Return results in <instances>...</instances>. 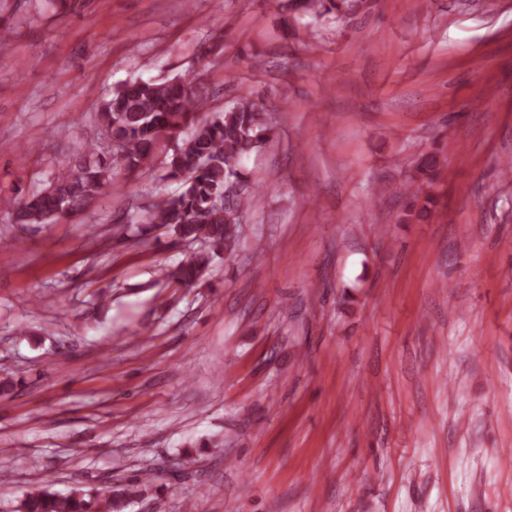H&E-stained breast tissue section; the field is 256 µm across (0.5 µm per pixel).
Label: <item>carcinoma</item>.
<instances>
[{
  "label": "carcinoma",
  "mask_w": 512,
  "mask_h": 512,
  "mask_svg": "<svg viewBox=\"0 0 512 512\" xmlns=\"http://www.w3.org/2000/svg\"><path fill=\"white\" fill-rule=\"evenodd\" d=\"M301 16L349 14L355 0H289ZM202 73L166 80L122 83L103 98L95 120L112 141L111 151L84 141L77 163L61 169L47 186L21 198L11 212L15 224H51L87 210L124 173L150 168L161 140L174 143L160 167V178L176 180L179 191L162 197L136 224H164L183 241L199 247L165 277L187 288L200 285L216 258L232 259L239 225L259 193L245 186L244 159L269 139L263 108L243 92L220 115L208 117ZM140 476L97 496L81 489L66 494L38 486L13 505L12 512H123L145 492Z\"/></svg>",
  "instance_id": "cac0c4a2"
}]
</instances>
